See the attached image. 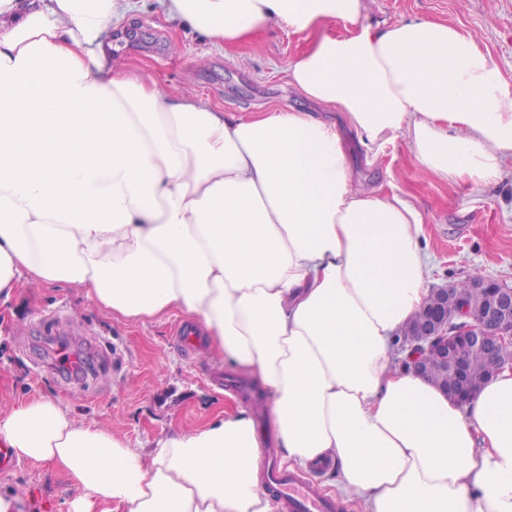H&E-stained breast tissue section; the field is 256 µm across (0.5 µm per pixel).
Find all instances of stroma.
Instances as JSON below:
<instances>
[{
    "mask_svg": "<svg viewBox=\"0 0 512 512\" xmlns=\"http://www.w3.org/2000/svg\"><path fill=\"white\" fill-rule=\"evenodd\" d=\"M375 25L427 19L459 27L487 51L512 81V0H364ZM120 54L132 73L168 94L201 99L242 118L270 110L328 115L290 85V60L310 37L268 27L226 50L191 30L165 21L154 0H139ZM345 141L354 158L356 183L380 194L406 196L420 211L430 255L428 288L467 279L473 272L512 286V160L483 191L432 176L412 165L403 139L381 152L363 146L353 132ZM182 313L172 311L128 322L88 301L77 288H44L20 282L0 304V418L33 397L67 403L75 417L106 426L137 447L163 435L202 426L216 411L246 410L259 432L276 435L266 400L244 405L212 379L213 373L244 377L253 371L225 361L203 341L197 353L175 344ZM0 488L27 495L30 512H69L74 480L48 464L8 459L0 464Z\"/></svg>",
    "mask_w": 512,
    "mask_h": 512,
    "instance_id": "obj_1",
    "label": "stroma"
}]
</instances>
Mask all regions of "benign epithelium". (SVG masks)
I'll return each instance as SVG.
<instances>
[{"label":"benign epithelium","instance_id":"obj_1","mask_svg":"<svg viewBox=\"0 0 512 512\" xmlns=\"http://www.w3.org/2000/svg\"><path fill=\"white\" fill-rule=\"evenodd\" d=\"M470 288L469 297L450 286L433 289V306L421 309L411 337L403 339L412 354L411 368L420 370L434 353L459 373L462 353L480 349L489 355L490 375L512 371V356L501 354L504 348L512 352V287L481 277Z\"/></svg>","mask_w":512,"mask_h":512}]
</instances>
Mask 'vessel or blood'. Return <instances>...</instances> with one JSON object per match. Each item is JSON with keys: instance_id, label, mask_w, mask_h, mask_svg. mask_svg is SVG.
Masks as SVG:
<instances>
[{"instance_id": "b4317fda", "label": "vessel or blood", "mask_w": 512, "mask_h": 512, "mask_svg": "<svg viewBox=\"0 0 512 512\" xmlns=\"http://www.w3.org/2000/svg\"><path fill=\"white\" fill-rule=\"evenodd\" d=\"M265 489L275 492L284 512H337L334 499L319 493L304 476L270 466L264 475Z\"/></svg>"}]
</instances>
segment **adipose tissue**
Returning a JSON list of instances; mask_svg holds the SVG:
<instances>
[{
	"label": "adipose tissue",
	"mask_w": 512,
	"mask_h": 512,
	"mask_svg": "<svg viewBox=\"0 0 512 512\" xmlns=\"http://www.w3.org/2000/svg\"><path fill=\"white\" fill-rule=\"evenodd\" d=\"M155 2L219 46L314 34L291 85L436 177L481 189L512 158V82L457 27L374 26L363 0ZM133 9L0 0V301L24 280L128 321L180 311L257 374L288 464L333 462L368 512H512V372L461 406L393 363L428 296L417 208L354 186L335 124L238 118L113 64ZM261 443L243 410L148 451L50 397L0 419V447L70 474V512H276Z\"/></svg>",
	"instance_id": "1"
}]
</instances>
